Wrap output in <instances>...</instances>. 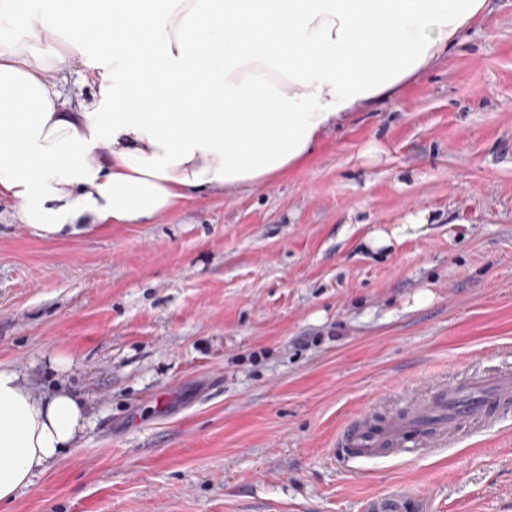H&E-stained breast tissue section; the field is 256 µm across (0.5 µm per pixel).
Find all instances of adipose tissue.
Instances as JSON below:
<instances>
[{
	"mask_svg": "<svg viewBox=\"0 0 512 512\" xmlns=\"http://www.w3.org/2000/svg\"><path fill=\"white\" fill-rule=\"evenodd\" d=\"M486 0H0V198L48 240L146 224L272 181L440 60ZM80 63L91 101L63 96ZM430 210L373 228L377 252ZM87 406L0 365V503L72 448Z\"/></svg>",
	"mask_w": 512,
	"mask_h": 512,
	"instance_id": "adipose-tissue-1",
	"label": "adipose tissue"
}]
</instances>
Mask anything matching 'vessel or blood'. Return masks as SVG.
Returning a JSON list of instances; mask_svg holds the SVG:
<instances>
[{"label": "vessel or blood", "instance_id": "1", "mask_svg": "<svg viewBox=\"0 0 512 512\" xmlns=\"http://www.w3.org/2000/svg\"><path fill=\"white\" fill-rule=\"evenodd\" d=\"M512 404V372L475 377L465 383L442 387L428 401L413 404L408 413L372 423L361 416L342 433V458L361 463L391 451L418 455L435 442L455 439L465 430L491 420L502 407ZM410 495L398 491L374 499L372 512H407Z\"/></svg>", "mask_w": 512, "mask_h": 512}]
</instances>
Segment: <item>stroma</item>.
Wrapping results in <instances>:
<instances>
[{"label": "stroma", "mask_w": 512, "mask_h": 512, "mask_svg": "<svg viewBox=\"0 0 512 512\" xmlns=\"http://www.w3.org/2000/svg\"><path fill=\"white\" fill-rule=\"evenodd\" d=\"M419 209L427 233L365 252ZM0 363L89 416L0 512H369L396 487L512 512V406L417 457L335 452L363 414L512 371V0L272 182L59 241L1 198Z\"/></svg>", "instance_id": "obj_1"}]
</instances>
